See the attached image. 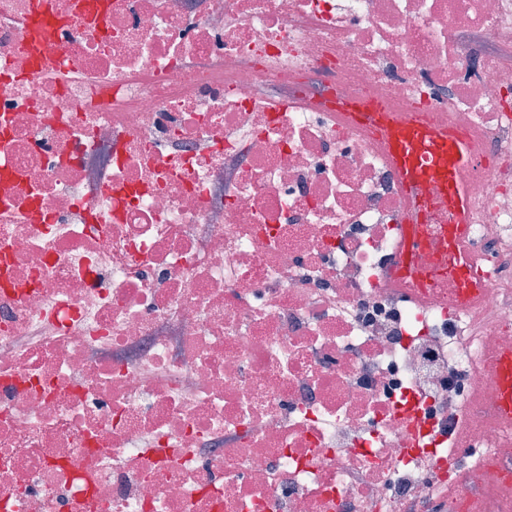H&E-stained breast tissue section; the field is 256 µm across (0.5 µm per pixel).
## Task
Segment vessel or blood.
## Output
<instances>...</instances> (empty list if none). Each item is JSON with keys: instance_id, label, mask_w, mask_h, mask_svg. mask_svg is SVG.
Instances as JSON below:
<instances>
[{"instance_id": "obj_1", "label": "vessel or blood", "mask_w": 512, "mask_h": 512, "mask_svg": "<svg viewBox=\"0 0 512 512\" xmlns=\"http://www.w3.org/2000/svg\"><path fill=\"white\" fill-rule=\"evenodd\" d=\"M356 121L378 129L384 136L401 184L405 189L417 188L421 182L440 185L442 198L454 215L440 240H431L424 225L404 224L400 227V276L419 275L417 259L429 255L431 259L445 254L456 258L452 277L460 300L475 298L480 287L468 272V260L462 242L470 222V207L464 173L473 163L468 141L444 126H436L420 119L395 121L389 113L374 106H364L355 113ZM494 400L503 422L512 424V351L502 353L492 371Z\"/></svg>"}]
</instances>
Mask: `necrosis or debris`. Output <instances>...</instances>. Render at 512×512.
I'll list each match as a JSON object with an SVG mask.
<instances>
[{
    "label": "necrosis or debris",
    "mask_w": 512,
    "mask_h": 512,
    "mask_svg": "<svg viewBox=\"0 0 512 512\" xmlns=\"http://www.w3.org/2000/svg\"><path fill=\"white\" fill-rule=\"evenodd\" d=\"M512 0H0V512H512ZM457 126L450 222L351 114ZM356 121L378 129L384 136L401 184L406 190L417 188L421 182L440 185L442 198L454 215L443 236L433 241L423 224H404L400 227L401 277L420 276L417 259L426 253L433 261L448 253L456 257L452 266L453 284L461 301L473 299L480 291L468 272V260L462 249L470 207L463 174L471 167L473 155L469 142L461 135L420 119L396 122L387 112L366 104L362 112H354ZM493 394L503 422L512 424V351L502 353L493 367Z\"/></svg>",
    "instance_id": "1"
}]
</instances>
